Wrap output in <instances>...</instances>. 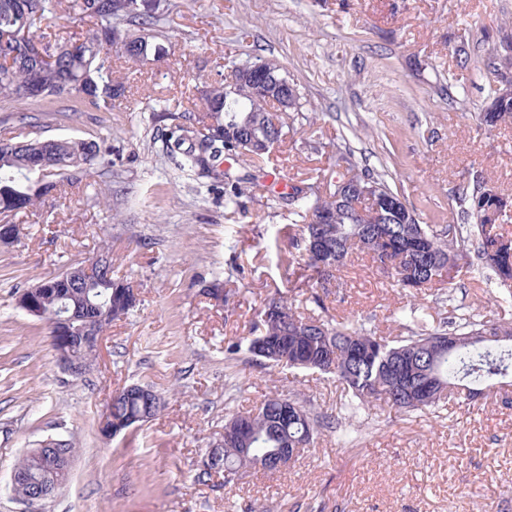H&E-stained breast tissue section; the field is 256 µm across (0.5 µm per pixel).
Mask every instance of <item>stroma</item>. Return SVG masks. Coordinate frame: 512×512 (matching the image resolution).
<instances>
[{
  "instance_id": "1",
  "label": "stroma",
  "mask_w": 512,
  "mask_h": 512,
  "mask_svg": "<svg viewBox=\"0 0 512 512\" xmlns=\"http://www.w3.org/2000/svg\"><path fill=\"white\" fill-rule=\"evenodd\" d=\"M156 12L172 54L144 65L113 56L112 78L126 91L112 111L72 120L43 112L25 130L19 105L0 102V136L101 135L112 145L109 164L60 181L13 216L20 239L0 248V512H512V406L490 396L434 413L381 404L354 414L335 377L262 367L246 350L276 291H291L300 311L314 308L279 180L329 194L336 152L347 149L356 171L382 175L426 224L451 223L479 177L512 197V124L480 121L501 83L484 62L512 36V0H160ZM257 57L283 64L308 105L269 159L232 163L234 175L257 177L233 210L223 179L168 160L161 131L223 80L226 60ZM104 249L113 280L131 283L138 302L108 326L95 365L76 379L17 298ZM215 281L235 289L229 304L207 297ZM342 282L328 291L330 315L405 335L408 297L365 256L350 255ZM418 301L434 326L459 304L512 321V303L477 264ZM231 342L241 346L233 360ZM134 384L156 391L164 410L104 438L105 403ZM275 394L319 416L313 444L280 472L196 481L226 415ZM48 439L75 454L67 480L31 508L15 497L11 473Z\"/></svg>"
}]
</instances>
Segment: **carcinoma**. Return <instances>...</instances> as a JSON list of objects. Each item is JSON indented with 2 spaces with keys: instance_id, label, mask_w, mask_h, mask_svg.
Instances as JSON below:
<instances>
[{
  "instance_id": "obj_1",
  "label": "carcinoma",
  "mask_w": 512,
  "mask_h": 512,
  "mask_svg": "<svg viewBox=\"0 0 512 512\" xmlns=\"http://www.w3.org/2000/svg\"><path fill=\"white\" fill-rule=\"evenodd\" d=\"M129 0H69L68 9L79 19L94 21L95 30L85 35L71 34L63 44L50 40L53 21L62 10V0H0V101L36 104L48 110L63 103L67 111L80 112L89 105L108 112L114 93L124 88L112 80V53L132 62H143L156 52L169 53L166 36L160 33V18L153 13H137L128 8ZM44 56H39V53ZM249 97L242 89L224 94V83L210 87L200 112L177 116V135L165 140L166 153L192 173L220 166L243 153L222 138H211L194 130L210 118L217 127L243 121L242 107ZM491 110L482 123L495 127L512 122V96L502 89L492 92ZM295 117L277 115L268 109L253 113V124L268 127L277 144L294 133ZM196 148L182 149L190 134ZM34 139L0 140V212L9 216L35 206L56 188L52 180L86 172L106 159V139L64 138L47 153L33 147ZM251 180L243 175L231 184L225 204L241 207V184ZM488 186L476 181L471 194L462 199V217L473 221L472 229L462 232L454 224H424L414 210L404 209V224H357L354 207L316 196L293 198L286 192L279 199L288 205V214L297 217L294 245L304 270L317 288L326 289L339 280L337 273L349 254H366L373 266L397 288L418 291L446 283L448 272L477 260L493 271L501 287L500 295L512 301V237L497 231L489 213L502 212V221L512 218L507 208L512 202L499 193H487ZM325 211L331 224L311 223V213ZM320 238L336 251V261L322 267L317 263L312 238ZM121 281H106L91 288H66L65 299L46 295L47 315L58 313L64 302L79 298L86 304L85 316L100 317L99 331L111 320L130 311L128 306L112 305V319L105 317L107 305ZM412 324L408 334L390 339L361 325L344 323L332 317H303L293 308L287 294L276 292L262 304L260 333L249 340L248 352L261 366L304 369L336 376L351 398L361 406L384 402L399 412H423L437 407L451 394L469 399L479 393L495 392L509 401L503 386L512 387V323L478 320L461 314L457 319L432 327L410 309ZM164 407L147 405L135 398L112 400V416L126 420L136 415L154 418ZM319 421L296 400L274 395L253 411L232 413L224 423V447L209 448L206 454L217 458L198 480L224 473V484L248 470H265L282 448L301 451L311 444ZM19 475L13 489L19 500L37 487L39 464L31 453L15 465Z\"/></svg>"
}]
</instances>
